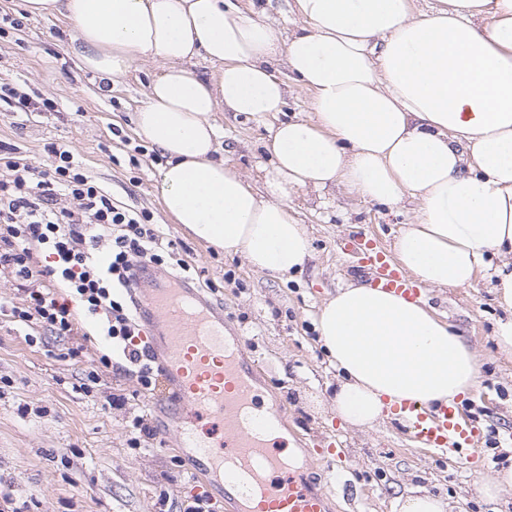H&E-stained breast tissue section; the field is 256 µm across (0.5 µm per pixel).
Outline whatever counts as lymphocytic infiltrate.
Listing matches in <instances>:
<instances>
[{"label": "lymphocytic infiltrate", "instance_id": "1", "mask_svg": "<svg viewBox=\"0 0 512 512\" xmlns=\"http://www.w3.org/2000/svg\"><path fill=\"white\" fill-rule=\"evenodd\" d=\"M45 150L51 163L41 167L0 146V273L45 282L10 315L70 336L76 325L71 306L79 304L87 319L101 322L123 368L134 369L144 389H154L157 374L130 307L134 267L170 263L178 245L163 242L150 212L114 202L69 147L50 143ZM44 247L54 257L46 268L35 258Z\"/></svg>", "mask_w": 512, "mask_h": 512}]
</instances>
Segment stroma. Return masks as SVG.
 <instances>
[{"instance_id": "obj_1", "label": "stroma", "mask_w": 512, "mask_h": 512, "mask_svg": "<svg viewBox=\"0 0 512 512\" xmlns=\"http://www.w3.org/2000/svg\"><path fill=\"white\" fill-rule=\"evenodd\" d=\"M5 15L23 27L0 32V82L51 99L57 109L24 120L1 104L0 141L40 166L49 162L46 143L70 145L115 199L149 211L165 239L179 243L180 259L199 271L208 299L223 305L245 337L265 379L263 401L286 406L293 434L343 442L346 480H335L321 465L314 471L315 486L332 493L334 512H394L396 497L417 488L449 501L452 512H512V488L494 503L478 492L481 482L512 467V357L495 347L504 312L487 276L477 275L463 288L421 289L422 300L456 326L482 363L479 389L461 406L483 430V459L459 467L451 455L423 448L413 430L391 418L365 430L341 426L327 402L336 371L313 319L337 288L362 278L358 256L339 243L363 232L390 249L397 230L414 222V202L392 212L340 186L295 189L292 203L308 226L312 256L289 281L255 272L241 256L212 251L173 223L155 189L158 150L140 156L133 151L141 140L132 114L156 64L137 63L106 92L80 67L66 22L29 16L22 0H0V17ZM212 118L219 127V157L256 182L267 124L224 111ZM26 332L24 324L0 315V495H11L18 512H180L199 494L194 474L174 450V434L154 409L165 387L149 393L136 373L106 371L91 393L77 392L74 383L108 350L102 337L46 334L31 345ZM71 348L78 349L76 358H68ZM115 395L124 397L122 408L110 407ZM138 416L147 417L156 437L149 447L134 449L128 439Z\"/></svg>"}]
</instances>
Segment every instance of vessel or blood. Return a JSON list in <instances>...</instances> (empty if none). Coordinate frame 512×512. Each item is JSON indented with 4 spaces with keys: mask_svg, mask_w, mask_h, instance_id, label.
<instances>
[{
    "mask_svg": "<svg viewBox=\"0 0 512 512\" xmlns=\"http://www.w3.org/2000/svg\"><path fill=\"white\" fill-rule=\"evenodd\" d=\"M357 252L375 287L415 299L420 291L400 264L361 235L344 239ZM143 333L171 394L163 403L177 445L199 476L223 494L231 512H331V497L316 490L307 468L289 466L280 449L261 438L259 423L244 425L246 408L262 407L265 420L281 421L284 406L262 405L260 373L249 361L244 338L229 334L223 310L180 281L144 289L135 303ZM403 422L413 424L427 447L454 451L458 463L482 455V430L459 406L424 412L409 404Z\"/></svg>",
    "mask_w": 512,
    "mask_h": 512,
    "instance_id": "vessel-or-blood-1",
    "label": "vessel or blood"
}]
</instances>
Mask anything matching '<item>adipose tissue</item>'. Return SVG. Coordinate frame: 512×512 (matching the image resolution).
I'll return each mask as SVG.
<instances>
[{
  "label": "adipose tissue",
  "mask_w": 512,
  "mask_h": 512,
  "mask_svg": "<svg viewBox=\"0 0 512 512\" xmlns=\"http://www.w3.org/2000/svg\"><path fill=\"white\" fill-rule=\"evenodd\" d=\"M300 25L281 35L235 0H24L30 16L72 26L83 69L105 83L142 60L161 68L134 113L135 133L165 158L157 194L197 240L275 277L302 273L312 244L289 198L344 186L398 210L400 265L434 288L491 270L505 311L494 333L512 355V0H295ZM284 59L312 92L310 118L274 125L255 191L217 156L212 112H282ZM212 64L197 77V60ZM315 329L338 379L341 424L370 427L414 403L428 411L472 395L480 360L426 302L365 283L338 288Z\"/></svg>",
  "instance_id": "obj_1"
}]
</instances>
